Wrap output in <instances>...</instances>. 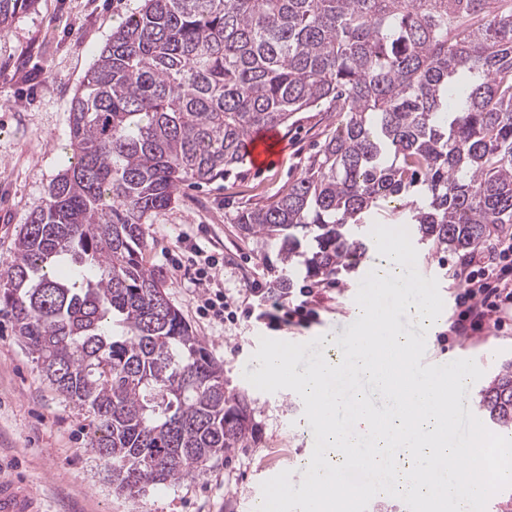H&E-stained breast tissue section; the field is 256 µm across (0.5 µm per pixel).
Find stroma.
<instances>
[{
    "mask_svg": "<svg viewBox=\"0 0 512 512\" xmlns=\"http://www.w3.org/2000/svg\"><path fill=\"white\" fill-rule=\"evenodd\" d=\"M140 5L141 0H37L0 33V270L13 260L22 225L44 204L71 155L69 108L76 90L117 23ZM336 123L332 112L296 114L293 125L277 130L276 162L247 160L224 178L182 186L176 201L153 213L145 226L146 264L160 272L171 303L223 364L227 391L245 395L249 403L256 429L249 447L229 449L199 475L171 486L135 498L115 493L91 449V416L52 389L8 318L0 316V480L31 489L41 512H250V498L263 479L259 467L266 463L290 471L291 483L301 485V462L313 452L302 399L289 389L260 391L243 373L251 369L261 337L346 335L360 269L339 274L336 288L321 294L314 319L273 331L243 315L224 324L200 318L201 292L185 259L194 243L223 257L215 282L238 304L256 280L303 285L302 263L286 265L277 247L243 236L233 218L238 210L269 204L299 178ZM416 249L419 273L437 279L444 302L429 332L428 353L440 362L475 360L483 375L472 390L480 392L512 362V334L447 336L458 314L449 268L459 258L422 243Z\"/></svg>",
    "mask_w": 512,
    "mask_h": 512,
    "instance_id": "stroma-1",
    "label": "stroma"
}]
</instances>
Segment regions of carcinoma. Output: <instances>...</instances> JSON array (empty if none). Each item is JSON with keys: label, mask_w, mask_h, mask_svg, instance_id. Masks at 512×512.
<instances>
[{"label": "carcinoma", "mask_w": 512, "mask_h": 512, "mask_svg": "<svg viewBox=\"0 0 512 512\" xmlns=\"http://www.w3.org/2000/svg\"><path fill=\"white\" fill-rule=\"evenodd\" d=\"M35 2L0 0V33ZM324 102L340 122L312 165L235 216L283 262L354 268L371 250L361 224H414L464 254L512 224V0H144L84 76L71 161L0 272V314L92 415L116 491L198 475L255 433L143 262L146 219ZM479 407L512 429V363Z\"/></svg>", "instance_id": "cac0c4a2"}]
</instances>
